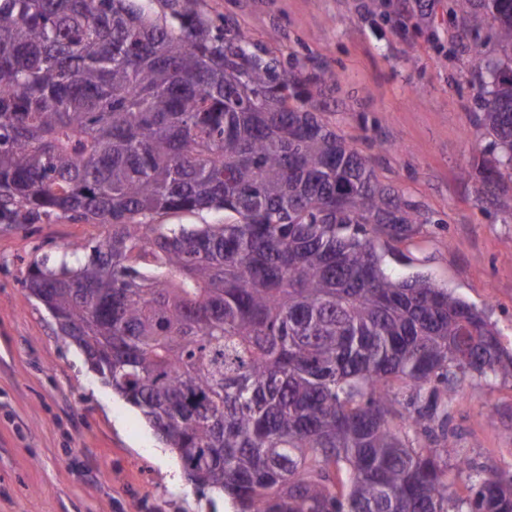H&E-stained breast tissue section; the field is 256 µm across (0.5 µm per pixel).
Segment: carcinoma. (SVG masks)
I'll list each match as a JSON object with an SVG mask.
<instances>
[{
    "label": "carcinoma",
    "mask_w": 512,
    "mask_h": 512,
    "mask_svg": "<svg viewBox=\"0 0 512 512\" xmlns=\"http://www.w3.org/2000/svg\"><path fill=\"white\" fill-rule=\"evenodd\" d=\"M196 4L168 0L164 26L142 0H0V224L110 227L32 262L29 291L238 512H512V475L458 457L444 419L458 383L512 382V352L453 292L385 272L379 240L422 215L318 115L332 75ZM449 11L489 20L470 31L479 173L512 214V0ZM204 210L228 220L157 222Z\"/></svg>",
    "instance_id": "1"
}]
</instances>
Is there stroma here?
<instances>
[{
    "label": "stroma",
    "instance_id": "stroma-1",
    "mask_svg": "<svg viewBox=\"0 0 512 512\" xmlns=\"http://www.w3.org/2000/svg\"><path fill=\"white\" fill-rule=\"evenodd\" d=\"M252 49L332 71L321 112L378 180L425 214L388 259L485 312L512 351V216L480 178L476 59L448 0H198ZM99 224H0V512H234L199 490L141 413L87 369L24 284L33 259L101 240ZM495 420L486 423L485 412ZM460 455L512 473V384L468 381L448 406Z\"/></svg>",
    "mask_w": 512,
    "mask_h": 512
}]
</instances>
